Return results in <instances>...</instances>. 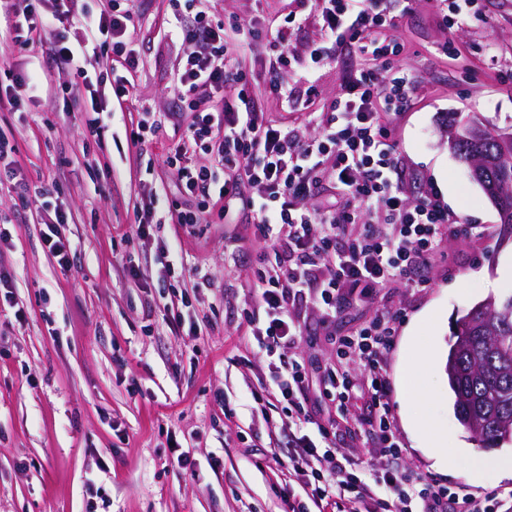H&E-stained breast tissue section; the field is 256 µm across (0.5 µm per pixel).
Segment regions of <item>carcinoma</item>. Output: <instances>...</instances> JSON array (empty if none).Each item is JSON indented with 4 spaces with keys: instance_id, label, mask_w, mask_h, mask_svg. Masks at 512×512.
<instances>
[{
    "instance_id": "obj_1",
    "label": "carcinoma",
    "mask_w": 512,
    "mask_h": 512,
    "mask_svg": "<svg viewBox=\"0 0 512 512\" xmlns=\"http://www.w3.org/2000/svg\"><path fill=\"white\" fill-rule=\"evenodd\" d=\"M498 127L476 115L448 118V148L471 164L473 180L497 208L512 237V153ZM445 371L454 414L483 448L512 443V294L476 303L456 320Z\"/></svg>"
}]
</instances>
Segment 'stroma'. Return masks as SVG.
Here are the masks:
<instances>
[{
	"instance_id": "35a3bbf8",
	"label": "stroma",
	"mask_w": 512,
	"mask_h": 512,
	"mask_svg": "<svg viewBox=\"0 0 512 512\" xmlns=\"http://www.w3.org/2000/svg\"><path fill=\"white\" fill-rule=\"evenodd\" d=\"M287 3L210 0L208 11L218 19L270 18ZM134 5L136 92L116 99L111 79H104L101 94L112 113L98 137L88 132L83 110L64 98L65 75L46 78L39 50L9 40L14 18L0 15V85L19 75L38 85L19 108L0 106V138L13 147L0 168L52 189L51 204L67 213L62 233L71 246L69 264L60 266L44 243L48 211L20 188L0 185V229L8 234L0 272L15 296L14 305L0 306V512H82L90 484L101 488L107 512H284V488L300 497L303 485L279 466L290 452L281 405L262 391L269 359L241 319L262 257L254 227L225 223L215 210L192 227L156 224L135 232L136 210L155 190L179 197L165 153L183 129L166 123L138 150L127 137L140 111H176L170 87L187 46L167 33L170 0ZM297 13L305 22L290 42L296 62L280 80L311 85L312 111L327 112L364 60L349 49L311 67L308 50L322 43V32L308 7ZM393 35L420 90L392 137L452 210L487 231L465 241L445 236L428 288L385 289L326 327L308 311L297 351L314 367L332 365V336L369 319L377 305L405 309L389 357L404 464L451 486L512 488V473L499 466L512 458V445L481 448L470 440L453 414L444 371L457 318L487 297L512 293V280L500 277L512 268V239L502 237L495 206L449 151L446 128L452 112L512 125V0H482L479 12L453 31L430 0H415ZM447 42L455 54L446 59L437 50ZM265 58L260 42L245 58L261 76L259 105L272 119L302 122L301 112L271 92L262 76ZM172 245L207 274L209 287L195 288L166 268ZM422 352L433 367L410 379L406 366ZM416 386L423 397L405 404L404 393ZM426 420L447 430L445 458L418 430ZM183 450L195 474L178 467Z\"/></svg>"
}]
</instances>
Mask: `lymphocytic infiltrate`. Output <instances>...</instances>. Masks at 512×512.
I'll return each mask as SVG.
<instances>
[{"label":"lymphocytic infiltrate","mask_w":512,"mask_h":512,"mask_svg":"<svg viewBox=\"0 0 512 512\" xmlns=\"http://www.w3.org/2000/svg\"><path fill=\"white\" fill-rule=\"evenodd\" d=\"M97 13L79 9L78 0H7L18 23L16 33L45 35L46 60L61 73L74 74L65 92L83 104L92 131L105 129L108 107L88 76L104 52L117 67L116 97L129 96L140 58L133 46L137 13L133 0H100ZM325 39L336 49L357 45L370 68L348 77L331 111L310 109L311 92L284 87L279 68L290 61L296 13L279 19L212 20L204 5L185 0L191 20L174 12L170 36L189 44L175 77L174 93L193 120L170 147L165 162L181 189L197 201L195 209L175 208L167 195L154 193L138 218V233L154 224L203 223L224 200L242 202V218L259 233L272 259L258 268L249 288L255 303L245 311L249 333L264 347L272 392L285 404L292 448L283 468L302 480L308 499L286 493L287 512H345L346 501L361 512H512V489L473 491L448 487L402 466L404 445L394 424L393 389L387 364L405 313L381 305L371 318L334 339L336 362L326 369V392L340 405L363 398L354 428L340 429L321 417L310 395L305 363L293 351L303 334L300 315L317 310L322 323L338 309L357 304L367 289L395 283L421 287L418 274L431 267L438 242L454 232L478 236L482 227L451 212L434 188L418 199L404 194L407 181L419 180L402 161L391 136V122L412 100L418 85L388 39L399 17L387 0H311ZM81 19L83 43L72 44L67 25ZM266 41L274 59L268 72L274 92L305 111L315 135L270 119L254 104L255 91L240 59L257 41ZM221 163L196 164L197 154ZM362 376H355L354 368ZM364 435L384 463L365 479L357 462L338 455L337 445Z\"/></svg>","instance_id":"f902f5d3"}]
</instances>
